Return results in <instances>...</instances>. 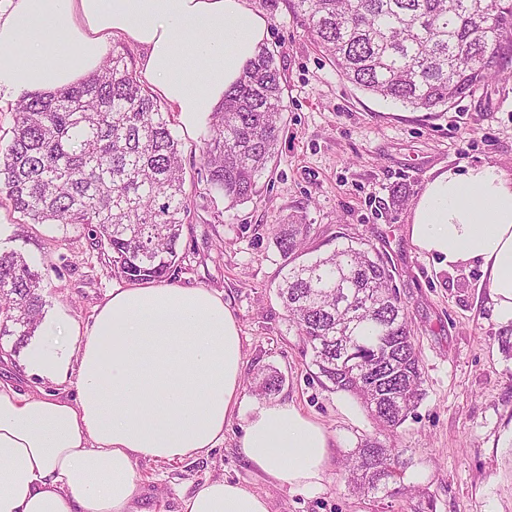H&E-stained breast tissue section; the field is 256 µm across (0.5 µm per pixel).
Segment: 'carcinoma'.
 Masks as SVG:
<instances>
[{"label":"carcinoma","mask_w":512,"mask_h":512,"mask_svg":"<svg viewBox=\"0 0 512 512\" xmlns=\"http://www.w3.org/2000/svg\"><path fill=\"white\" fill-rule=\"evenodd\" d=\"M323 56L357 88L414 111L442 112L476 86L512 78V0H292ZM284 90L263 48L209 122L207 190L227 207L247 201L277 164ZM0 151V195L28 224L81 230L129 282L171 279L191 214L179 140L157 98L118 52L80 84L27 93ZM311 227L275 232L288 272L278 288L309 345L317 377L360 400L378 428L400 427L424 395L420 356L387 261L347 243L302 260ZM43 278L19 249L0 251V339L21 347L46 300ZM283 383L269 374L263 397ZM399 451L360 439L347 483L364 495L403 490Z\"/></svg>","instance_id":"obj_1"}]
</instances>
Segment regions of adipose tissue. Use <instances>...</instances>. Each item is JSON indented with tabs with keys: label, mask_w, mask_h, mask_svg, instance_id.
<instances>
[{
	"label": "adipose tissue",
	"mask_w": 512,
	"mask_h": 512,
	"mask_svg": "<svg viewBox=\"0 0 512 512\" xmlns=\"http://www.w3.org/2000/svg\"><path fill=\"white\" fill-rule=\"evenodd\" d=\"M184 128L210 116L268 38L247 0H0V87L50 92L95 73L114 39ZM442 267L479 265L497 315L512 320V178L485 163L437 169L408 226ZM242 347L222 297L150 282L113 289L92 323L41 324L22 363L42 388L0 381V512H135L137 459L184 460L224 442L239 405ZM325 429L293 404L257 406L243 453L261 474L318 486ZM182 512H268L218 478Z\"/></svg>",
	"instance_id": "obj_1"
}]
</instances>
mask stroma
I'll return each instance as SVG.
<instances>
[{
	"instance_id": "stroma-1",
	"label": "stroma",
	"mask_w": 512,
	"mask_h": 512,
	"mask_svg": "<svg viewBox=\"0 0 512 512\" xmlns=\"http://www.w3.org/2000/svg\"><path fill=\"white\" fill-rule=\"evenodd\" d=\"M267 21L284 80L286 127L276 167L256 181L246 203L224 211L206 185L202 152L207 123L183 129L180 142L192 220L183 230L176 287L221 295L242 341L241 404L208 456L135 463L138 512H181L206 480L236 482L263 498L269 512H512V355L499 337L479 266L452 271L413 246L407 232L413 199L437 168L496 165L512 177V79L476 87L447 110L426 114L383 101L343 79L322 56L288 0H248ZM310 224L311 249H334L338 235L369 244L395 273L412 323L425 396L394 431L365 411L348 413L349 395L316 376L311 351L277 296L286 271L274 242L278 224ZM0 248H19L44 275V315L92 322L123 281L81 231L24 223L0 200ZM283 385L274 399L320 423L331 453L320 486L299 490L258 474L241 440L254 390L269 371ZM402 450L411 463L406 490L394 498L349 489L344 460L360 438Z\"/></svg>"
}]
</instances>
